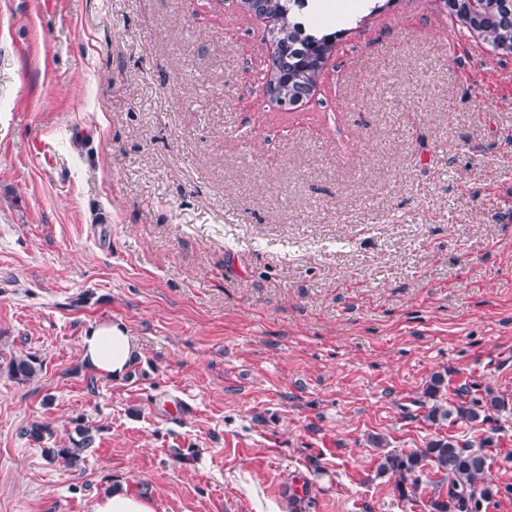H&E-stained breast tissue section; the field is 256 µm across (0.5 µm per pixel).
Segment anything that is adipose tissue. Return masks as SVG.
<instances>
[{"label":"adipose tissue","mask_w":512,"mask_h":512,"mask_svg":"<svg viewBox=\"0 0 512 512\" xmlns=\"http://www.w3.org/2000/svg\"><path fill=\"white\" fill-rule=\"evenodd\" d=\"M137 352L136 338L119 322L103 321L91 325L81 342L85 365L115 379L127 372Z\"/></svg>","instance_id":"obj_1"}]
</instances>
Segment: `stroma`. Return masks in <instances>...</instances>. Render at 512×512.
I'll return each mask as SVG.
<instances>
[{
	"label": "stroma",
	"instance_id": "1",
	"mask_svg": "<svg viewBox=\"0 0 512 512\" xmlns=\"http://www.w3.org/2000/svg\"><path fill=\"white\" fill-rule=\"evenodd\" d=\"M342 26L287 112L224 0H0V512H428L375 436L492 434L512 485V56L442 0ZM101 321L137 338L118 379L81 359ZM437 373L508 410L430 425ZM35 420L92 428L81 468ZM38 370H41V364H37L36 358L33 356L14 359L8 366V374L19 382L34 379ZM90 512H157V504L146 496H131L120 487L91 503Z\"/></svg>",
	"mask_w": 512,
	"mask_h": 512
}]
</instances>
